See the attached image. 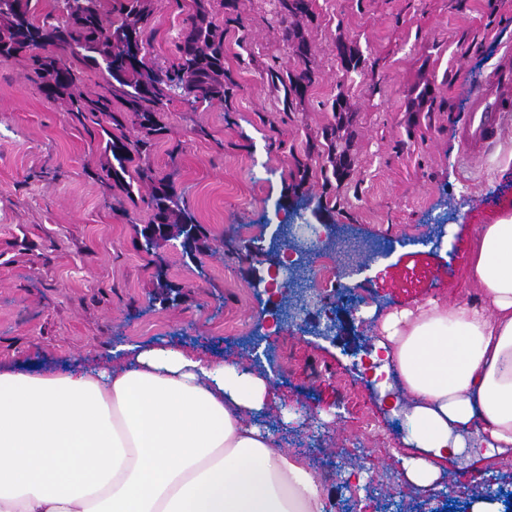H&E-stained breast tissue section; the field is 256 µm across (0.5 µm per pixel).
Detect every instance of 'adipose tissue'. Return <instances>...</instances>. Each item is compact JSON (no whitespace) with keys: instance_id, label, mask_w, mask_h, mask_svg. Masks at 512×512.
<instances>
[{"instance_id":"adipose-tissue-1","label":"adipose tissue","mask_w":512,"mask_h":512,"mask_svg":"<svg viewBox=\"0 0 512 512\" xmlns=\"http://www.w3.org/2000/svg\"><path fill=\"white\" fill-rule=\"evenodd\" d=\"M469 271L481 302L389 314L376 341L422 492L441 460L512 452V215L477 228ZM271 383L178 345L0 364V512H326L320 472L252 421Z\"/></svg>"}]
</instances>
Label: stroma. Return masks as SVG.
Listing matches in <instances>:
<instances>
[{
	"label": "stroma",
	"instance_id": "35a3bbf8",
	"mask_svg": "<svg viewBox=\"0 0 512 512\" xmlns=\"http://www.w3.org/2000/svg\"><path fill=\"white\" fill-rule=\"evenodd\" d=\"M149 6L145 60L164 70L192 0ZM236 15L241 26L227 24ZM214 16L235 81L231 104L191 107L173 97L149 157L207 235L193 260L176 239L153 257L142 250L150 185L130 194L114 186L105 133L49 102L25 57L0 63V362L24 370L123 345L180 344L272 373L269 405L254 423L289 452L307 448L342 512H469L485 495L508 502L512 454L443 460L441 488L415 492L404 461L419 450L405 443L366 364L387 313L478 297L467 271L474 229L512 214V115L480 162L468 163L457 140L471 85L512 48V0H312L311 16L286 22L274 0H235ZM287 25L317 70L288 112L268 74L275 60L296 67ZM340 41L360 59L347 79ZM339 94L349 107L340 136L351 167L328 186L325 160L309 147L333 124ZM306 222L357 241L404 242L385 259L359 256L363 271L350 284L364 305L337 307L332 342L274 323L266 284L246 261L250 246H270L279 224ZM440 224L458 227L444 252L425 245ZM163 280L178 287L175 301L157 298Z\"/></svg>",
	"mask_w": 512,
	"mask_h": 512
}]
</instances>
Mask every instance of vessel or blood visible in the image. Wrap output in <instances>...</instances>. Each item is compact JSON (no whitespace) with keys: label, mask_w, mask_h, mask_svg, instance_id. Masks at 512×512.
<instances>
[{"label":"vessel or blood","mask_w":512,"mask_h":512,"mask_svg":"<svg viewBox=\"0 0 512 512\" xmlns=\"http://www.w3.org/2000/svg\"><path fill=\"white\" fill-rule=\"evenodd\" d=\"M512 112V52L491 65L469 96L459 129V148L468 157L486 152L499 134V118Z\"/></svg>","instance_id":"b4317fda"}]
</instances>
